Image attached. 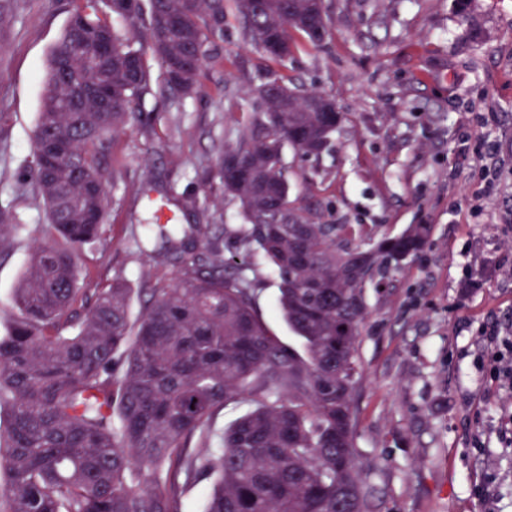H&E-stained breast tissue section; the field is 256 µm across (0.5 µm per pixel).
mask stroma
Returning <instances> with one entry per match:
<instances>
[{
	"instance_id": "stroma-1",
	"label": "stroma",
	"mask_w": 512,
	"mask_h": 512,
	"mask_svg": "<svg viewBox=\"0 0 512 512\" xmlns=\"http://www.w3.org/2000/svg\"><path fill=\"white\" fill-rule=\"evenodd\" d=\"M323 4L324 40L295 36L285 64L246 41L232 5L194 95L162 91L152 69L140 121L98 152L108 203L101 238L79 261L75 309L123 280L138 290L139 316L143 289L176 275L135 244L154 203L191 227L196 252L245 253L229 235L242 218L218 170L254 113L251 90L282 76L324 94L342 121L320 156L286 149L294 206L314 224L364 229L363 247L432 227L389 286L365 290L355 444L375 512H512V428L483 336L512 332V0ZM72 12V0H13L0 26V205L24 226L0 238V334L46 240L33 135L49 51ZM249 263L267 329L296 344L276 310L273 269Z\"/></svg>"
}]
</instances>
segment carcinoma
Here are the masks:
<instances>
[{"label":"carcinoma","instance_id":"1","mask_svg":"<svg viewBox=\"0 0 512 512\" xmlns=\"http://www.w3.org/2000/svg\"><path fill=\"white\" fill-rule=\"evenodd\" d=\"M73 2L34 135L48 241L32 253L18 315L0 336V512H179L182 488L210 476L207 512H372L354 443L364 289L419 252L430 225L363 249L350 245L346 224L307 223L289 200L284 149L320 155L339 116L308 110L319 94L273 78L291 95L254 88L258 112L233 147L242 170L219 174L244 220L233 237L272 265L279 311L301 348L268 331L235 256L180 255L178 224L148 228L157 253L180 268L173 284L148 289L136 321L124 283L78 314V256L99 240L107 204L98 147L137 119L150 61L162 89L196 92L209 45L224 36L227 0H140L132 11ZM237 4L245 38L267 59L288 61L266 48L280 29L290 44L295 33L324 38L325 15L307 21L308 0ZM241 401L252 410L214 439L215 412Z\"/></svg>","mask_w":512,"mask_h":512}]
</instances>
